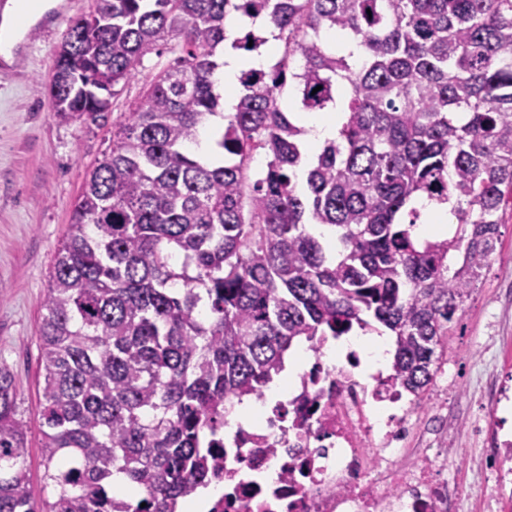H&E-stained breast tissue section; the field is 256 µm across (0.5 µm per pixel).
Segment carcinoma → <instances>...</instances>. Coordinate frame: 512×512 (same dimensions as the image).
<instances>
[{"instance_id": "carcinoma-1", "label": "carcinoma", "mask_w": 512, "mask_h": 512, "mask_svg": "<svg viewBox=\"0 0 512 512\" xmlns=\"http://www.w3.org/2000/svg\"><path fill=\"white\" fill-rule=\"evenodd\" d=\"M171 38L183 55L112 132L56 253L39 487L0 364V512H176L210 477L204 436L227 407L262 394L295 346L374 321L394 336L395 378L424 395L496 252L512 0H95L56 51V115L101 126L114 87ZM271 39L276 62L247 64ZM227 48L246 61L231 112L216 88ZM289 88L306 112L342 114L312 160ZM420 198L449 205L452 238L417 235Z\"/></svg>"}]
</instances>
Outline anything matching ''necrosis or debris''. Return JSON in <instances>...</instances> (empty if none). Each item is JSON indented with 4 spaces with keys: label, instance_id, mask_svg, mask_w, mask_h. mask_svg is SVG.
I'll use <instances>...</instances> for the list:
<instances>
[{
    "label": "necrosis or debris",
    "instance_id": "4bbe7bcc",
    "mask_svg": "<svg viewBox=\"0 0 512 512\" xmlns=\"http://www.w3.org/2000/svg\"><path fill=\"white\" fill-rule=\"evenodd\" d=\"M361 366L352 348L339 360L311 352L281 398L258 397L253 419L225 425L211 476L222 491L201 512H456L462 490L443 476L459 453L455 426L439 422L444 443L425 447L415 396ZM465 428L486 438L475 468L500 496L512 436L483 421Z\"/></svg>",
    "mask_w": 512,
    "mask_h": 512
}]
</instances>
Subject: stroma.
I'll return each instance as SVG.
<instances>
[{"label": "stroma", "mask_w": 512, "mask_h": 512, "mask_svg": "<svg viewBox=\"0 0 512 512\" xmlns=\"http://www.w3.org/2000/svg\"><path fill=\"white\" fill-rule=\"evenodd\" d=\"M64 28L33 32L26 54L0 75V363L14 373L19 412L27 424L25 468L34 485L45 473L42 449L44 378L39 326L57 249L78 195L112 135L55 116L47 86ZM176 40L161 42L135 77L120 82L112 119L135 108L153 78L173 65ZM497 254L483 270L450 332L434 383L438 393L422 401L425 419L440 402L449 418H488L487 372L507 367L499 339L512 337V216L499 228Z\"/></svg>", "instance_id": "1"}]
</instances>
